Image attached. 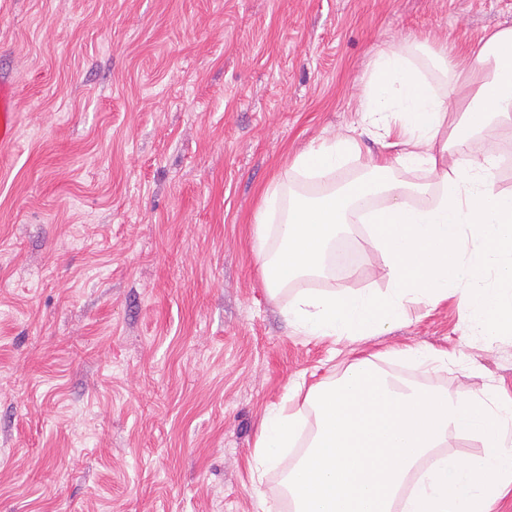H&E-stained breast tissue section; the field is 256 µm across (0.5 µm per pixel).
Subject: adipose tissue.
Returning a JSON list of instances; mask_svg holds the SVG:
<instances>
[{
	"label": "adipose tissue",
	"instance_id": "obj_1",
	"mask_svg": "<svg viewBox=\"0 0 512 512\" xmlns=\"http://www.w3.org/2000/svg\"><path fill=\"white\" fill-rule=\"evenodd\" d=\"M431 59L448 77L452 101L407 57L377 51L358 111L380 151L364 155L361 176L334 181L346 157L361 153L356 138L342 137L310 146L290 165L316 175L318 193H292L278 182L264 193L256 216L261 278L274 294L294 288L283 314L302 335L379 336L404 324L410 305L453 295L469 335L489 343L512 335V192L495 188L498 159L481 139L487 128L512 126V27L465 54L444 50ZM397 164L426 169L433 180H396ZM350 225L381 254L384 287L304 288L306 278L333 269L332 246L340 227ZM467 236L473 248L464 247Z\"/></svg>",
	"mask_w": 512,
	"mask_h": 512
}]
</instances>
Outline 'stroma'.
Wrapping results in <instances>:
<instances>
[{
	"mask_svg": "<svg viewBox=\"0 0 512 512\" xmlns=\"http://www.w3.org/2000/svg\"><path fill=\"white\" fill-rule=\"evenodd\" d=\"M512 0H0L18 92L0 148V512H257L298 455L250 469L261 420L302 377L356 359L451 393L512 391V335L468 333L458 297L381 336L296 334L258 260L274 181L358 128L381 48L467 51ZM353 276L383 287L361 249ZM424 345L447 364L387 357Z\"/></svg>",
	"mask_w": 512,
	"mask_h": 512,
	"instance_id": "1",
	"label": "stroma"
}]
</instances>
